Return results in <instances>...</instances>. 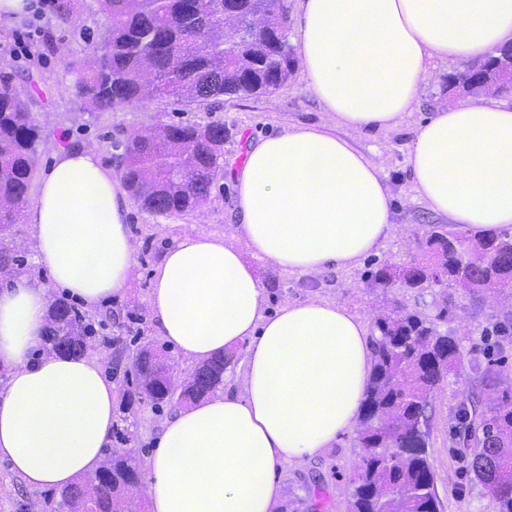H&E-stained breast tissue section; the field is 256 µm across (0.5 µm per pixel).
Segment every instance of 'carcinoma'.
<instances>
[{
    "mask_svg": "<svg viewBox=\"0 0 512 512\" xmlns=\"http://www.w3.org/2000/svg\"><path fill=\"white\" fill-rule=\"evenodd\" d=\"M110 19L107 34L81 65L78 96L98 112L152 101L216 108L224 97L270 94L292 76L297 55L288 39V0H100ZM78 0H56L59 21L72 19ZM40 128L10 86L0 82V232L17 224L28 202ZM112 161L126 190L143 211L184 215L224 195V123L172 120L146 134L113 143ZM424 259L412 264L398 287L431 289L435 312L413 311L397 299L377 309L370 339L372 370L357 425L364 454L348 500V512H441L430 463L431 400L450 372L463 368L457 338L442 329L452 301L448 289L473 296L508 292L512 297V231L476 236L423 224L416 232ZM24 256L0 239V278L20 274ZM366 279L388 289L389 263H370ZM146 315L129 310L97 318L65 297L51 300L42 350L78 357L95 347L110 351L112 379L122 393L112 446L88 481L39 501L38 512H116L136 502L145 482L142 455L130 430L136 408L161 415L224 387V357L192 369L172 385L167 347L147 338ZM112 321V335L101 333ZM497 386L492 370L479 377L464 410L463 444L471 466L495 501L512 512V391L482 408V390Z\"/></svg>",
    "mask_w": 512,
    "mask_h": 512,
    "instance_id": "obj_1",
    "label": "carcinoma"
}]
</instances>
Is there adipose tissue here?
Here are the masks:
<instances>
[{"label":"adipose tissue","instance_id":"ef3b65f1","mask_svg":"<svg viewBox=\"0 0 512 512\" xmlns=\"http://www.w3.org/2000/svg\"><path fill=\"white\" fill-rule=\"evenodd\" d=\"M294 43L310 93L337 126H396L433 62L512 45V0H300ZM418 198L475 234L512 224V101L436 109L407 158ZM234 240L183 235L152 273L149 308L195 361L244 346L236 393L175 412L149 456L150 512H273L278 474L356 426L372 365L367 328L312 298L275 314L251 265L301 274L353 268L392 234L385 175L339 135L298 125L253 142L234 177ZM129 200L91 148L54 154L27 211L36 259L94 308L135 264ZM49 291L24 276L0 290V460L32 489L93 476L109 447L115 386L94 358L39 352Z\"/></svg>","mask_w":512,"mask_h":512}]
</instances>
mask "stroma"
I'll return each instance as SVG.
<instances>
[{"label":"stroma","mask_w":512,"mask_h":512,"mask_svg":"<svg viewBox=\"0 0 512 512\" xmlns=\"http://www.w3.org/2000/svg\"><path fill=\"white\" fill-rule=\"evenodd\" d=\"M108 27L109 19L98 0H80L77 13L67 24L56 21L53 9L39 7L13 26L0 27V76L11 78L27 110L38 117L47 132L38 146L36 173H43L62 147L96 149L103 163L111 164L115 141L173 118L223 122L227 138L224 195L208 208L189 215L165 216L131 206L128 225L135 266L120 293L99 305L102 313L147 302L152 271L174 238L186 233L232 236L236 201L233 178L245 165L251 142L291 125H333L308 91L299 70L274 93L250 99L228 97L216 109L200 106L183 111L173 104L153 102L89 113L76 93L79 66ZM456 69L453 63H435L416 111L392 129L352 137L359 149L371 153L383 167L393 198L395 232L377 251V259L392 264L422 259L413 232L419 225L436 223L437 218L416 199L408 179L407 157L417 128L442 104L487 99L483 93L449 95L447 79ZM252 265L264 291L267 313L317 296L347 308L362 320L372 316L378 291L364 279V266L306 276L257 259ZM452 302L454 314L447 327L460 337L466 366L450 375L435 394L430 461L442 512H494L493 501L474 474L471 457L460 442L455 416L476 387L477 369L492 368L502 387H512V335L487 340L480 335L483 327L512 313V305L503 299L473 300L460 290L453 291ZM360 454L356 433L350 430L313 460L284 469L280 474L281 500L274 512H347Z\"/></svg>","instance_id":"1"}]
</instances>
